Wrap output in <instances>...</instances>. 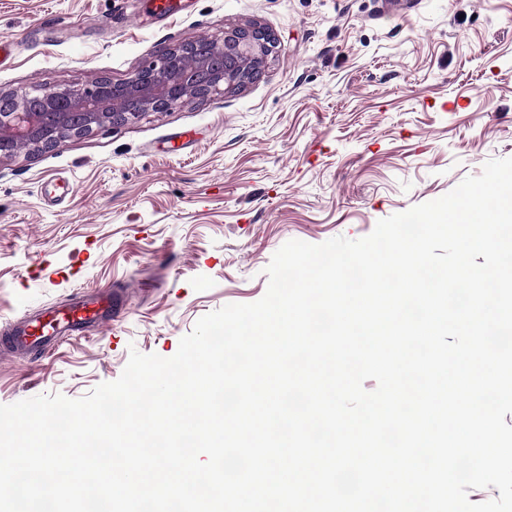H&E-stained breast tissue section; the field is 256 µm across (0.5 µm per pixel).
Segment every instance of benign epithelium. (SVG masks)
Returning a JSON list of instances; mask_svg holds the SVG:
<instances>
[{"mask_svg":"<svg viewBox=\"0 0 512 512\" xmlns=\"http://www.w3.org/2000/svg\"><path fill=\"white\" fill-rule=\"evenodd\" d=\"M275 47V37L253 25L226 30L217 41L167 47L118 82L103 77L90 87H47L24 97L0 92V162L25 145L50 149L66 138L253 82Z\"/></svg>","mask_w":512,"mask_h":512,"instance_id":"7a95c632","label":"benign epithelium"}]
</instances>
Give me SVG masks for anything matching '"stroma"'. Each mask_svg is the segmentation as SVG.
Instances as JSON below:
<instances>
[{
    "label": "stroma",
    "instance_id": "stroma-1",
    "mask_svg": "<svg viewBox=\"0 0 512 512\" xmlns=\"http://www.w3.org/2000/svg\"><path fill=\"white\" fill-rule=\"evenodd\" d=\"M258 24L257 81L0 163V337L81 292L117 303L54 350L0 348V405L87 395L253 303L287 241L369 235L512 157V0H0V90L126 78Z\"/></svg>",
    "mask_w": 512,
    "mask_h": 512
}]
</instances>
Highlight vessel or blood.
Here are the masks:
<instances>
[{"mask_svg":"<svg viewBox=\"0 0 512 512\" xmlns=\"http://www.w3.org/2000/svg\"><path fill=\"white\" fill-rule=\"evenodd\" d=\"M109 297V291L102 290L94 298L81 300L67 309L51 312L46 318L29 322L17 335L0 340V345L50 349L64 334L81 332L87 325L99 322L101 310Z\"/></svg>","mask_w":512,"mask_h":512,"instance_id":"1","label":"vessel or blood"}]
</instances>
